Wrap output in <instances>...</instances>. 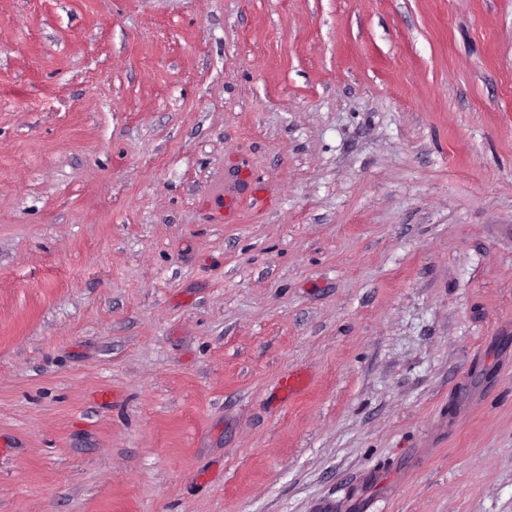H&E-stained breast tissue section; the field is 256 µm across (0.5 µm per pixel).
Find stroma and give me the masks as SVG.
Masks as SVG:
<instances>
[{"label":"stroma","instance_id":"obj_1","mask_svg":"<svg viewBox=\"0 0 512 512\" xmlns=\"http://www.w3.org/2000/svg\"><path fill=\"white\" fill-rule=\"evenodd\" d=\"M506 325L512 0H0V512H512ZM256 193L257 188L252 187L250 177L247 175L234 181H225L221 175L213 186V198L221 202L226 200L224 220H226L227 223L232 221L233 215L230 204L233 202H242L243 200H247L248 197H253V202L258 204L260 200L258 197H254ZM388 482V474L384 469L371 467L362 475L360 489L357 490L349 500L348 507L354 512H381L379 507L380 499L368 494L367 487H382Z\"/></svg>","mask_w":512,"mask_h":512}]
</instances>
